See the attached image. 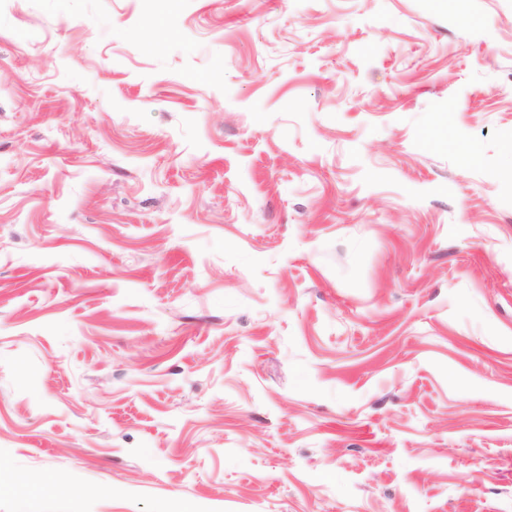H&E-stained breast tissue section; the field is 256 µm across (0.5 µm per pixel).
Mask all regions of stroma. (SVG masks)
<instances>
[{
  "instance_id": "1",
  "label": "stroma",
  "mask_w": 512,
  "mask_h": 512,
  "mask_svg": "<svg viewBox=\"0 0 512 512\" xmlns=\"http://www.w3.org/2000/svg\"><path fill=\"white\" fill-rule=\"evenodd\" d=\"M0 512H512V0H0Z\"/></svg>"
}]
</instances>
